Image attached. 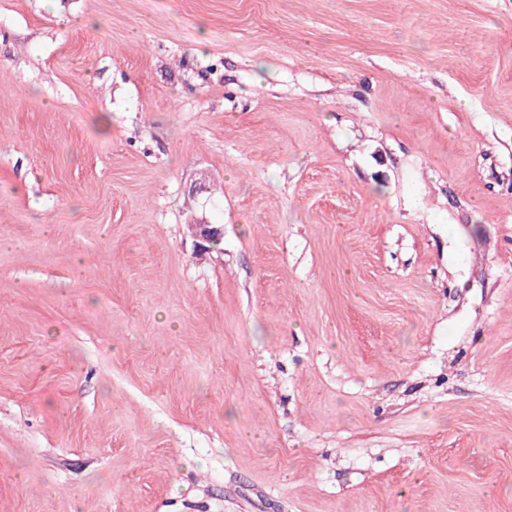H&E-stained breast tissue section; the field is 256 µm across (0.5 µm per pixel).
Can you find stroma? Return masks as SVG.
<instances>
[{
  "label": "stroma",
  "instance_id": "obj_1",
  "mask_svg": "<svg viewBox=\"0 0 512 512\" xmlns=\"http://www.w3.org/2000/svg\"><path fill=\"white\" fill-rule=\"evenodd\" d=\"M0 512H512V0H0Z\"/></svg>",
  "mask_w": 512,
  "mask_h": 512
}]
</instances>
